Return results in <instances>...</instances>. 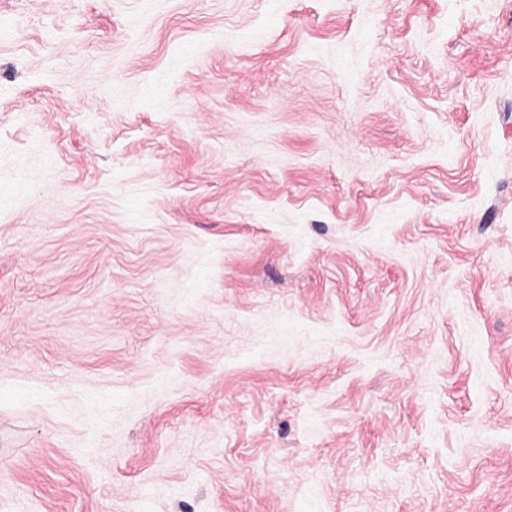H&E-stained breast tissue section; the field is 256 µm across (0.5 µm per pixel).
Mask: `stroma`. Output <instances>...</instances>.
Returning <instances> with one entry per match:
<instances>
[{
    "label": "stroma",
    "mask_w": 512,
    "mask_h": 512,
    "mask_svg": "<svg viewBox=\"0 0 512 512\" xmlns=\"http://www.w3.org/2000/svg\"><path fill=\"white\" fill-rule=\"evenodd\" d=\"M0 512H512V0H0Z\"/></svg>",
    "instance_id": "stroma-1"
}]
</instances>
